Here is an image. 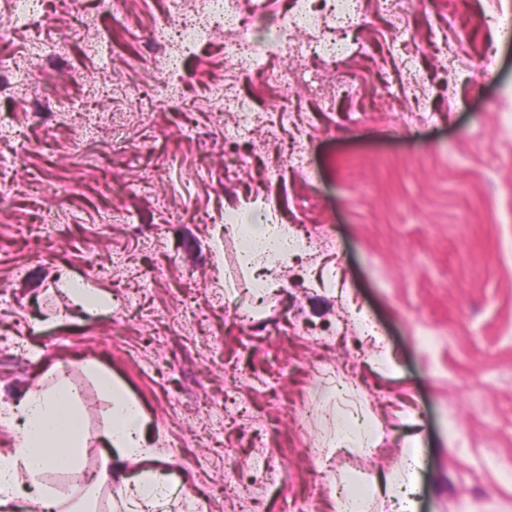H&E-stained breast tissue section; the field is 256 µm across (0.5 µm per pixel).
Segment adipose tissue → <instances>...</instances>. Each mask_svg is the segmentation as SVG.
<instances>
[{"instance_id": "ef3b65f1", "label": "adipose tissue", "mask_w": 512, "mask_h": 512, "mask_svg": "<svg viewBox=\"0 0 512 512\" xmlns=\"http://www.w3.org/2000/svg\"><path fill=\"white\" fill-rule=\"evenodd\" d=\"M239 242V263L254 274L257 288L273 287L266 271L291 262L300 245L288 225L276 223L269 211L257 207L227 225ZM92 374L100 396L108 404V424L90 432L83 402L66 374H58L50 385L27 391L23 397L0 410V422L16 428L13 448L0 455V512H7L16 498L35 499L44 512H66L75 491L60 483L46 482L47 473H73L85 466L89 441L102 447L101 479L112 475V462H137L153 455L148 439L147 418L140 403L105 370ZM421 444L420 435L409 436L406 444L407 466L402 473L378 477L370 489H349L340 480L343 493L337 501L338 512H365L371 492L397 501L399 512H415L414 466ZM170 473L163 468L135 471L123 479L118 495L121 512H169Z\"/></svg>"}]
</instances>
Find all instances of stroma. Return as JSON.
<instances>
[{"instance_id":"1","label":"stroma","mask_w":512,"mask_h":512,"mask_svg":"<svg viewBox=\"0 0 512 512\" xmlns=\"http://www.w3.org/2000/svg\"><path fill=\"white\" fill-rule=\"evenodd\" d=\"M0 41L19 83L49 90L44 123L0 94V404L49 383L58 366L83 384L91 429L107 406L88 373L118 379L142 406L161 465L185 490L225 474L266 480L208 512H336L332 483L371 484L405 465L420 433L417 512H512V0H366L353 54L309 59L328 89L316 97L276 82L271 55L240 73L224 41L200 45L182 81L157 92L158 63L139 52L171 0H131L99 53L74 51L71 75L43 68L46 47L72 33L62 0ZM112 71L140 95L112 99L125 126L72 124L92 106L84 72ZM250 96L258 127L230 135L222 87ZM112 158V179L70 202L51 176L97 183L65 157L75 141ZM164 196L159 208L156 196ZM266 198L310 250L276 271L257 301L224 232L226 214ZM59 211L54 235L42 229ZM332 284L313 286V271ZM82 279L111 305L89 309L61 286ZM249 313L242 329L238 315ZM363 392L340 397L328 380ZM361 409L375 452L303 453L334 417Z\"/></svg>"}]
</instances>
